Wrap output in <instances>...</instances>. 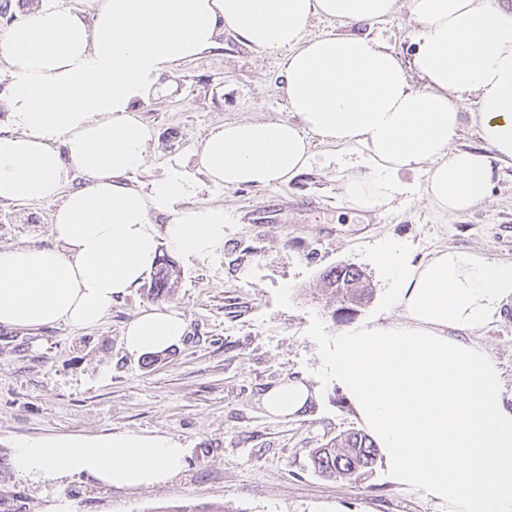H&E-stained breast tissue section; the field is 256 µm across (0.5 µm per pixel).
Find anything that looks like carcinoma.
Instances as JSON below:
<instances>
[{
  "mask_svg": "<svg viewBox=\"0 0 512 512\" xmlns=\"http://www.w3.org/2000/svg\"><path fill=\"white\" fill-rule=\"evenodd\" d=\"M178 275L175 264L170 259L161 257L151 279V294L158 299L168 296ZM323 281L328 294L342 301L360 302L371 294L364 274L353 267H332L323 273ZM376 455L377 448L368 435L349 432L314 449L310 454V464L324 476L333 477L338 474L352 477L371 467Z\"/></svg>",
  "mask_w": 512,
  "mask_h": 512,
  "instance_id": "obj_1",
  "label": "carcinoma"
}]
</instances>
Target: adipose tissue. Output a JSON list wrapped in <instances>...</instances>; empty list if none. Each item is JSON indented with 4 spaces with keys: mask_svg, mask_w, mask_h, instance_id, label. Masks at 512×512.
I'll return each mask as SVG.
<instances>
[{
    "mask_svg": "<svg viewBox=\"0 0 512 512\" xmlns=\"http://www.w3.org/2000/svg\"><path fill=\"white\" fill-rule=\"evenodd\" d=\"M92 13L50 0L0 33L7 63L0 200L54 198L53 243L0 248V326H101L138 288L160 246L204 259L224 248L223 207L192 205L202 181L277 188L311 164L312 137L355 150L342 182L362 211L414 194L401 172L425 170L423 195L451 216L483 201L494 162H512V13L491 0H407L415 24L413 87L399 58L360 35L309 39L313 16L380 22L398 0H93ZM255 50L285 51L288 119L237 121L203 140L195 169L173 168L150 191L128 178L151 135L132 106L178 60L214 48L224 31ZM477 102L481 150L452 149L462 111ZM84 187L62 194L71 174ZM163 216L164 225L154 224ZM397 321L336 334L323 364L373 438L393 483L423 489L448 512H512V406L498 369L470 334L512 297V262L445 247L421 261L396 239L377 254ZM186 334L183 313L141 310L127 325L134 355ZM314 389L285 380L264 396L288 418ZM187 448L161 434L59 436L14 450L17 475L54 484L85 476L110 488L167 484Z\"/></svg>",
    "mask_w": 512,
    "mask_h": 512,
    "instance_id": "ef3b65f1",
    "label": "adipose tissue"
}]
</instances>
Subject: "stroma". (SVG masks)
Segmentation results:
<instances>
[{
	"label": "stroma",
	"mask_w": 512,
	"mask_h": 512,
	"mask_svg": "<svg viewBox=\"0 0 512 512\" xmlns=\"http://www.w3.org/2000/svg\"><path fill=\"white\" fill-rule=\"evenodd\" d=\"M406 6L387 20L353 24L314 17L306 30L364 35L410 63L416 49ZM282 54L257 51L225 32L200 56L172 64L137 116L151 131L148 167L131 185L150 187L170 168L193 166L208 131L243 119L290 118ZM310 168L273 188L208 187L198 204L223 206L224 249L212 258L176 256L181 277L168 297L147 286L113 303L105 323L78 329L0 327V495L22 512L49 503L69 512H159L178 505H223L226 512H448L425 492L404 491L383 462L359 479L329 478L310 466L311 449L360 430L346 395L328 379L322 352L336 332L393 319L389 280L376 259L387 239L414 260L443 247L512 261V165L496 164L486 198L456 216L435 213L419 197L370 213L340 191L341 146L314 142ZM58 200L0 203V247L48 245ZM351 265L370 282V300L352 313L321 296L324 270ZM183 312L184 339L135 356L125 325L143 309ZM502 372L512 402V299L502 316L472 334ZM306 382L316 396L291 418L267 413L266 392L284 380ZM131 430L163 434L188 448L184 472L163 486H99L79 476L56 484L15 475L23 440L59 435L101 438Z\"/></svg>",
	"instance_id": "stroma-1"
}]
</instances>
